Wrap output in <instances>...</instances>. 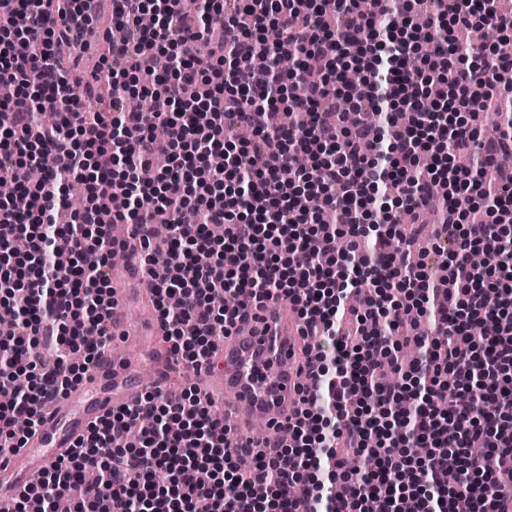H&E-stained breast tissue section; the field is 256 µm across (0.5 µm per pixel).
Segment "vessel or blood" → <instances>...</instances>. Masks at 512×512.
I'll list each match as a JSON object with an SVG mask.
<instances>
[{"mask_svg": "<svg viewBox=\"0 0 512 512\" xmlns=\"http://www.w3.org/2000/svg\"><path fill=\"white\" fill-rule=\"evenodd\" d=\"M112 0H78L84 34H100L102 8ZM128 291H113L112 334L102 347L96 364L82 382L62 396L50 400L42 411V422L29 435L24 447L0 459V507L13 493L28 490L51 464L67 456L73 443L112 408L136 402L143 384L128 358L118 353L119 345H131L159 332L158 319L140 331L128 327L121 314ZM248 333L230 332L220 347L219 363L195 372L192 384L201 386L207 397L224 404V424L240 433L255 421L268 430L279 429L292 416L306 365L307 341L300 332L298 317L281 304L267 303ZM153 387L165 394L176 392L184 382L179 361L171 354L154 357Z\"/></svg>", "mask_w": 512, "mask_h": 512, "instance_id": "b4317fda", "label": "vessel or blood"}]
</instances>
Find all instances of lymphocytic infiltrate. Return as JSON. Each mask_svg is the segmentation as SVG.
Listing matches in <instances>:
<instances>
[{
  "mask_svg": "<svg viewBox=\"0 0 512 512\" xmlns=\"http://www.w3.org/2000/svg\"><path fill=\"white\" fill-rule=\"evenodd\" d=\"M112 43L95 83L111 100L71 93L56 60L65 28H41L49 4L0 0V182L24 210L0 201V292L23 312L0 331L13 401L0 407V456L23 447L44 403L80 383L107 341L112 313L111 227L127 224L140 250L173 355L188 368L213 366L225 331L269 301L297 308L316 340L309 379L288 424L291 443L228 436L224 418L195 386L178 396L144 393L95 424L4 512H512V129L482 135L474 121L512 85V57L468 46L448 57L455 29L512 36L500 0H114ZM336 15L326 28L321 16ZM221 24L224 36L205 34ZM299 52L318 81L284 78L278 48ZM264 50L269 65L232 61ZM287 86L295 121L259 129L253 110ZM158 94L167 111L129 112L128 96ZM390 108L409 125L371 121ZM42 111L64 114L44 127ZM313 169L290 165L297 152ZM478 161L481 178L453 168ZM169 159L156 183L140 171ZM46 179L28 182L27 164ZM79 182L85 202L62 214V192ZM412 223L436 212L456 247L439 273L414 259ZM167 211L173 231L154 235ZM378 225L364 252L336 250V237ZM487 256L475 268L471 253ZM197 275L187 280L185 266ZM238 292L224 304L227 289ZM428 316L435 334L399 363L392 337L406 315ZM357 456L356 470L344 465ZM456 470L460 481L443 476ZM345 484L348 496L336 494Z\"/></svg>",
  "mask_w": 512,
  "mask_h": 512,
  "instance_id": "f902f5d3",
  "label": "lymphocytic infiltrate"
}]
</instances>
